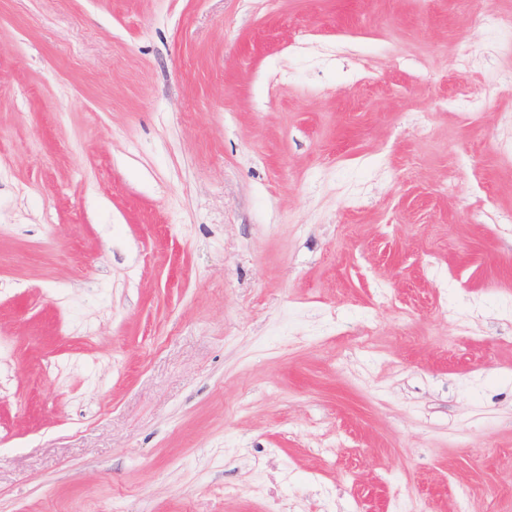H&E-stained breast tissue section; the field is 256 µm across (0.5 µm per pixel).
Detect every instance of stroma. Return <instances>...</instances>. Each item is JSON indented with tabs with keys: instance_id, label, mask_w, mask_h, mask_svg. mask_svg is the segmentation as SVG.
Returning a JSON list of instances; mask_svg holds the SVG:
<instances>
[{
	"instance_id": "stroma-1",
	"label": "stroma",
	"mask_w": 512,
	"mask_h": 512,
	"mask_svg": "<svg viewBox=\"0 0 512 512\" xmlns=\"http://www.w3.org/2000/svg\"><path fill=\"white\" fill-rule=\"evenodd\" d=\"M510 15L0 0V512H512Z\"/></svg>"
}]
</instances>
